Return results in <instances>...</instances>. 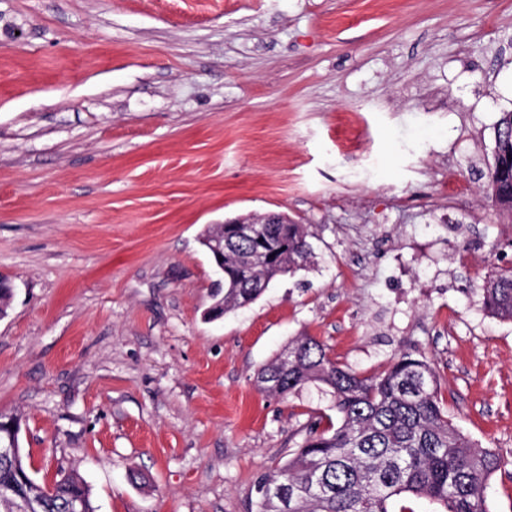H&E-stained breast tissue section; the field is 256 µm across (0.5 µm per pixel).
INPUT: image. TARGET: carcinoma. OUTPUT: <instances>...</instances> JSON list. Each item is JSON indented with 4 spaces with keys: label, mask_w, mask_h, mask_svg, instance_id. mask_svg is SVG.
<instances>
[{
    "label": "carcinoma",
    "mask_w": 512,
    "mask_h": 512,
    "mask_svg": "<svg viewBox=\"0 0 512 512\" xmlns=\"http://www.w3.org/2000/svg\"><path fill=\"white\" fill-rule=\"evenodd\" d=\"M493 199L512 214V176L497 163L512 164V111L495 126ZM224 225L214 224L200 243L223 268L209 313L223 316L255 302L276 278L304 269L313 250L304 224L288 225V250L265 266H252L249 243L215 253ZM486 315L512 322V270H500L479 288ZM256 382L264 392L285 397L308 384L330 395L337 425L320 428L311 419L288 459L254 484L251 512H394L397 497L424 498L435 512H490L486 489L505 465L494 448H483L453 424L440 397L439 378L425 360L395 356L375 376H362L332 360L313 336H297L263 364ZM0 512H16L20 499H34L39 512H96L84 479L72 472L55 481L54 491L35 480L23 454L0 456Z\"/></svg>",
    "instance_id": "obj_1"
}]
</instances>
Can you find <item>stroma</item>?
<instances>
[{
  "label": "stroma",
  "mask_w": 512,
  "mask_h": 512,
  "mask_svg": "<svg viewBox=\"0 0 512 512\" xmlns=\"http://www.w3.org/2000/svg\"><path fill=\"white\" fill-rule=\"evenodd\" d=\"M512 0H0V414L97 512H249L335 419L262 393L309 335L364 375L408 352L512 461V267L493 205ZM283 213L315 263L214 321L211 224ZM141 473L146 483L132 482ZM486 315L512 322V270H500L483 281L479 289Z\"/></svg>",
  "instance_id": "obj_1"
}]
</instances>
